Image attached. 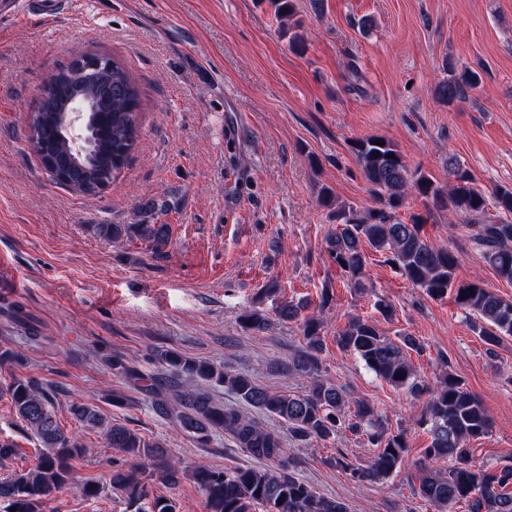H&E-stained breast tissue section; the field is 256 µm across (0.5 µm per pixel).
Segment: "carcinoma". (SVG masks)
Masks as SVG:
<instances>
[{
    "label": "carcinoma",
    "mask_w": 512,
    "mask_h": 512,
    "mask_svg": "<svg viewBox=\"0 0 512 512\" xmlns=\"http://www.w3.org/2000/svg\"><path fill=\"white\" fill-rule=\"evenodd\" d=\"M266 2L279 19L295 15L294 0ZM75 63L71 60L48 77L37 111L30 116L27 139L39 145L41 164L54 179H64L67 187L84 195H96L99 181H112L135 149L141 93L125 66L115 59L112 71L93 78L78 74ZM479 80L477 72L450 65L448 77L435 87V95L448 105L465 101L472 97ZM75 98L87 102L91 113L105 114L101 125L92 126L90 148L81 155L70 151L61 126L62 115ZM351 150L377 206L362 211L350 204H336L325 186L317 194L318 205L329 210L336 223L326 237L328 255L345 273L351 287H364L370 248L386 254L394 268L429 298L438 301L453 297L487 346L496 347L512 337V299L484 288L479 280L456 283L455 253L435 248L422 231L424 215L434 211H446L465 220L471 227L473 245L481 249L497 276L511 283L512 221L488 217L484 191L474 186L470 173L452 155L447 162L450 182L444 186L419 169H409L397 146L384 138L354 139ZM413 194L420 198L425 214L406 219L399 209ZM169 209L164 200H149L138 207L136 224H93L91 228L97 236L113 242L137 238L161 255L171 240V225L155 224L151 219ZM327 304L328 296L324 295L314 308L303 301H289L276 310L280 320L297 324L305 341L302 349L288 359L287 369L313 382L308 390L296 394L273 391L246 372L231 371L171 350L157 353L159 363L169 371L167 377H146L122 357H104L115 377L149 381L143 390L152 395L155 411L192 437L199 447L208 446L213 434L222 433L262 465L220 470L199 463L188 470L167 449L107 420L96 406L79 400L70 405L73 420L82 427L101 430L107 447L137 460L128 468L113 470L106 484L82 483L83 496L92 500L117 490L135 512H177L174 499L152 494L150 481L174 487L187 473L204 498L207 512H255L258 507L264 512H347L343 502L320 495L296 474L299 461L287 454L279 432L235 407L216 402L204 389L183 391L177 384L185 376L221 385L241 403L281 422L299 441L327 440L343 430L364 435L375 448L369 463H358L340 452L334 465L356 482L387 479L404 461V433L387 434L374 405L354 400L342 388L319 378ZM267 323L268 317L261 309L239 317L240 326L252 332L264 330ZM337 344L392 387L412 397L426 392L410 356L424 351L416 337L400 334L392 339L373 320L356 316L338 331ZM426 393L425 414L418 421L431 435L424 456L431 462H448V469L425 471L417 495L439 512H450L460 503L467 504L466 512H512V464L492 469L477 467L468 448L470 441L492 431L493 422L483 404L451 373ZM0 398L10 402L40 443L32 464L0 478V502L16 508V512H43L53 495L71 483L70 461L83 455L84 448L77 436L64 432L56 419L53 398L38 382L15 376L0 388Z\"/></svg>",
    "instance_id": "carcinoma-1"
}]
</instances>
